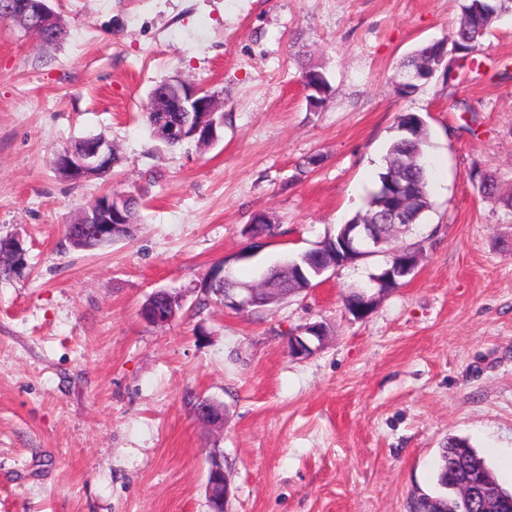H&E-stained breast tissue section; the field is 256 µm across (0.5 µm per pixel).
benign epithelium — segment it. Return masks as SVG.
Returning a JSON list of instances; mask_svg holds the SVG:
<instances>
[{
	"mask_svg": "<svg viewBox=\"0 0 512 512\" xmlns=\"http://www.w3.org/2000/svg\"><path fill=\"white\" fill-rule=\"evenodd\" d=\"M7 21L26 32L37 35L48 32L58 37L64 35L61 16L48 6V0H10L6 8ZM436 67L430 65L420 71L401 70L398 74L396 88L407 90L425 74L432 77ZM164 90L154 93L149 99V109L160 112L165 117L156 124L155 136L162 141L185 140L193 137L197 145L208 146L216 138L214 116L220 112L222 104L218 96L199 86L195 82L171 76L163 81ZM112 143L103 136L71 144L56 153L53 165L57 173L67 181L74 183L102 178L112 172ZM128 207V195L110 194L100 203V207L89 205L75 220L77 224H86V233L97 239H110L112 234L124 224V214ZM377 223L368 220L362 224H351L344 229L340 237L341 250L345 258L333 261L316 269L321 276L329 270L376 255L374 248L382 243L377 235ZM422 258L420 252L407 250L391 251L390 268L370 280L367 291L361 293L359 300L350 309L358 319L368 317L373 309L376 296L384 295L394 289L398 281L410 276ZM262 285L242 284L237 292L224 296V307L245 311L260 300ZM166 293L160 289L153 292L140 309L141 317L148 323L166 325L175 319L170 312L156 307V298ZM324 330L319 325L302 327L288 340L290 354L295 358H307L322 343ZM192 415L209 427L224 426V406L216 401L197 398ZM210 478L206 482V495L211 512H222L224 501L230 495V487L224 482V458L218 449H213L209 456Z\"/></svg>",
	"mask_w": 512,
	"mask_h": 512,
	"instance_id": "obj_1",
	"label": "benign epithelium"
}]
</instances>
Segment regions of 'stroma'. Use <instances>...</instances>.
<instances>
[{"instance_id": "stroma-1", "label": "stroma", "mask_w": 512, "mask_h": 512, "mask_svg": "<svg viewBox=\"0 0 512 512\" xmlns=\"http://www.w3.org/2000/svg\"><path fill=\"white\" fill-rule=\"evenodd\" d=\"M50 5L57 45L0 23V238L27 252L0 281V512H208L215 448L227 512H410L450 436L512 491V15L480 68H438L402 96L400 62L447 39L461 0ZM305 64L332 87L316 111ZM174 75L223 99L215 144L152 136L149 93ZM403 112L425 121L432 206L397 243L424 254L368 318L343 297L382 255L260 310L204 303L216 265L253 283L363 208ZM96 135L111 174L62 179L55 153ZM109 189L143 201L130 237L74 248L65 224ZM260 213L278 231L250 257ZM162 288L183 308L156 326L140 307ZM313 323L324 345L292 358ZM191 393L223 403L222 429L195 421ZM323 336L324 330L321 325L299 328L288 340L290 354L295 358L309 357L319 348Z\"/></svg>"}]
</instances>
